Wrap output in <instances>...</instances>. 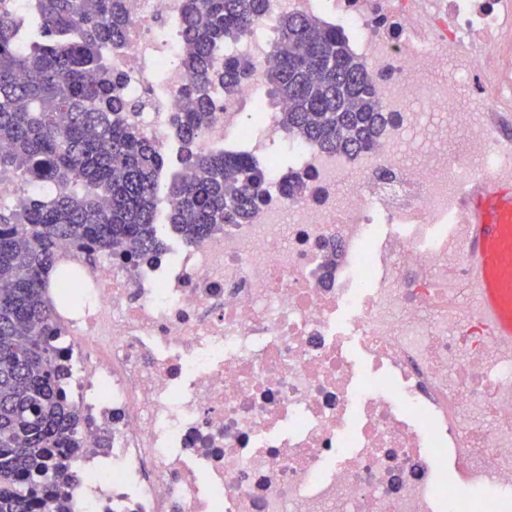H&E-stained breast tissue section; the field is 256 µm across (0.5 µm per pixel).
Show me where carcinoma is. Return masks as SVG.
Here are the masks:
<instances>
[{"label":"carcinoma","instance_id":"cac0c4a2","mask_svg":"<svg viewBox=\"0 0 512 512\" xmlns=\"http://www.w3.org/2000/svg\"><path fill=\"white\" fill-rule=\"evenodd\" d=\"M263 12L264 0L184 2L191 106L176 124L191 149L169 190L166 220L189 244L243 223L268 200L252 157L197 146L215 111V86L230 93L255 72L251 61L224 54V44ZM129 25L124 0H29L23 21L0 0V173L52 187L0 205V512H32L39 498L61 496L63 474L48 459L79 448L78 415L64 399V366L49 341L57 329L51 289L72 287L56 274L59 244L92 263L102 254L143 261L163 245L156 194L166 158L129 123L142 104L123 94L108 60ZM276 47L265 79L289 103L288 131L347 156L371 150L391 116L346 38L292 13L280 20ZM307 189L297 175L281 183L292 198Z\"/></svg>","mask_w":512,"mask_h":512}]
</instances>
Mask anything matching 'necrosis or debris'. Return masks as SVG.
<instances>
[{
    "label": "necrosis or debris",
    "mask_w": 512,
    "mask_h": 512,
    "mask_svg": "<svg viewBox=\"0 0 512 512\" xmlns=\"http://www.w3.org/2000/svg\"><path fill=\"white\" fill-rule=\"evenodd\" d=\"M182 4L125 0L133 25L112 54L169 182L186 149ZM297 12L374 75L394 120L370 153L283 125L260 74ZM224 51L259 74L216 90L200 144L256 159L271 199L156 259L90 266L62 245L85 294L58 305L54 338L80 417L66 512H512V342L448 284L467 266L460 176L512 181V4L267 0ZM288 172L310 175L305 196L282 197Z\"/></svg>",
    "instance_id": "1"
}]
</instances>
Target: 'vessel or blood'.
Segmentation results:
<instances>
[{"mask_svg": "<svg viewBox=\"0 0 512 512\" xmlns=\"http://www.w3.org/2000/svg\"><path fill=\"white\" fill-rule=\"evenodd\" d=\"M460 205L468 226V287L482 296V314L495 336L512 340V309L501 291L512 288V182L465 176Z\"/></svg>", "mask_w": 512, "mask_h": 512, "instance_id": "b4317fda", "label": "vessel or blood"}]
</instances>
